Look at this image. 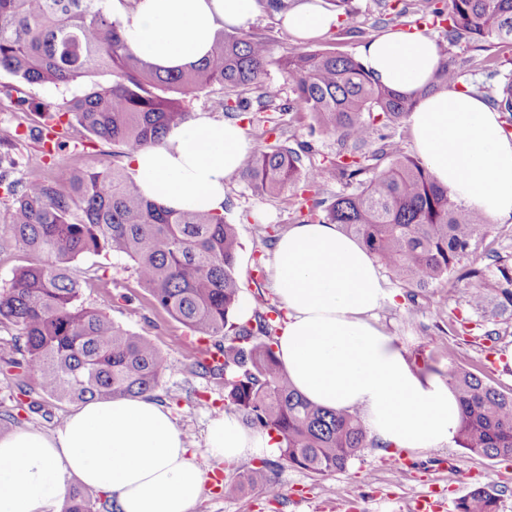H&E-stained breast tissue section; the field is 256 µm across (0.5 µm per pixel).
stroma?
<instances>
[{"label": "stroma", "instance_id": "obj_1", "mask_svg": "<svg viewBox=\"0 0 512 512\" xmlns=\"http://www.w3.org/2000/svg\"><path fill=\"white\" fill-rule=\"evenodd\" d=\"M349 6L363 29L362 37H352L332 30L318 40L321 49L345 55H357L363 40L395 29H422L441 43L448 59L464 69L478 97H488L491 87L512 77V48L495 45L482 51L467 43H447L443 24H417L416 13L392 16L382 0H350ZM266 37L271 63L266 80L281 91L282 99L292 97V84L278 62L296 47L274 14L261 11L251 27ZM498 60L499 74L487 79L481 63L485 56ZM25 111H17L10 99L0 96V128H18L21 139L13 148L21 160L16 178L25 179L51 173L59 182H67L77 169L88 170L111 160L112 146L94 139L79 147H67L57 158L42 153L38 131L42 120L38 107L60 102L53 88L29 86ZM310 117L294 112L288 130L296 140L309 141L307 160L325 167L335 159L339 146L335 138L310 135ZM310 192L305 187L291 189L277 198L254 193L240 176H232L225 188L226 219L236 225L242 247L236 273L245 295L261 294L270 303H278L269 270H258L255 262L268 248L261 229L277 226L286 232L294 222V210ZM466 267H477L489 274L505 269L512 272V219L494 222L476 253L462 260ZM83 282L81 299L85 304L104 308L114 321L126 328L151 336L166 356L169 368L154 393L157 403L170 413L182 430L208 478L193 512H414L417 500L432 497L443 504L442 512H454L455 501L478 486L496 490L500 512H512V461L466 454L457 445H446L430 452L366 448L346 470L317 475L308 470L278 462L276 453L249 455L228 464L207 451L206 433L211 420L224 412V382L194 369L204 348L196 333L168 314L154 310L143 300L132 264L120 258L87 255L76 263ZM391 296L375 313L376 323L404 350L415 369L431 366L447 373L449 356L503 390H512V315L500 312L496 305L473 310L468 302L469 282L451 279L438 288H408L384 273ZM12 332L0 328V416L16 414L23 427H35L51 433L60 428L72 411L71 403H53L36 411L19 408L15 386L18 370L11 362L16 353L11 346ZM270 460V476L284 490L282 498L272 500L262 491L253 490L234 498L224 495V488L214 481L215 473L234 478L243 468Z\"/></svg>", "mask_w": 512, "mask_h": 512}]
</instances>
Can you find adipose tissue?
Returning <instances> with one entry per match:
<instances>
[{
  "label": "adipose tissue",
  "mask_w": 512,
  "mask_h": 512,
  "mask_svg": "<svg viewBox=\"0 0 512 512\" xmlns=\"http://www.w3.org/2000/svg\"><path fill=\"white\" fill-rule=\"evenodd\" d=\"M258 0H112L127 46L164 69L188 67L214 35L249 29ZM299 41L337 23L326 0H297L281 13ZM386 88L415 99L407 118L417 153L454 200L488 219H512V137L478 97L433 91L441 50L425 33L398 30L361 46ZM252 150L244 127L206 113L171 127L165 142L136 152L146 198L174 209L223 211L224 186ZM273 287L286 312L277 354L294 388L331 410L359 409L372 436L408 451L452 444L460 405L438 374L421 375L372 322L387 291L373 259L332 224H295L274 248ZM211 455L231 463L269 448L232 414L213 419ZM114 498L118 512H191L206 472L163 406L145 397L91 401L54 433L28 427L0 435V512H61L70 481Z\"/></svg>",
  "instance_id": "ef3b65f1"
}]
</instances>
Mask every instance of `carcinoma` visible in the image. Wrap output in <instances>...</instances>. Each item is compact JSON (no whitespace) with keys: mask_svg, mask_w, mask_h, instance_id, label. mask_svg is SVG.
<instances>
[{"mask_svg":"<svg viewBox=\"0 0 512 512\" xmlns=\"http://www.w3.org/2000/svg\"><path fill=\"white\" fill-rule=\"evenodd\" d=\"M112 0H0V71L15 78L10 90L51 86L60 103L44 106L38 130L54 157L67 146L55 136L73 130L115 147L130 158L145 146H160L167 131L187 120L189 95L213 86L224 90L219 106L229 118L297 105L315 121L311 132L336 138L340 150L326 168H303L309 146L275 137L253 154L240 177L254 192L277 197L300 182L314 186L332 174L350 191L332 201L300 202L301 224H338L360 240L372 257L409 288H435L450 280L462 258L490 231L488 220L450 196L423 163L404 155L401 142L375 135V122H398L413 102L375 84L364 65L329 50L295 49L279 61L292 82L293 102L265 82L267 42L236 30L221 32L207 58L181 70H162L126 46ZM424 17L448 21L446 38L512 45V0H405ZM463 70L444 57L436 88L456 87ZM255 91L253 97L245 96ZM512 118V82L494 100ZM15 158L0 151V253L20 251L17 266L0 287V327L12 329L21 358L11 361L37 378L39 394L57 402L153 396L168 361L154 342L131 332L100 307L79 302L82 288L73 263L86 255L128 259L148 304L208 339L219 364L195 367L224 380V411L249 429L266 434L278 459L316 474L339 472L368 447L370 437L357 410H328L293 387L276 348L282 314L274 306L243 320L242 287L235 273L240 242L224 215L173 210L148 201L133 173L117 162L78 172L70 184L45 178L7 180ZM469 304L483 310L494 299L512 302V278H492L469 268ZM448 380L461 408L454 439L471 455L512 461V392L505 393L449 361ZM264 460L224 482V496L247 488L278 498ZM64 512H114L83 488L69 491ZM455 512H499L497 493L476 487L456 502Z\"/></svg>","mask_w":512,"mask_h":512,"instance_id":"carcinoma-1","label":"carcinoma"}]
</instances>
